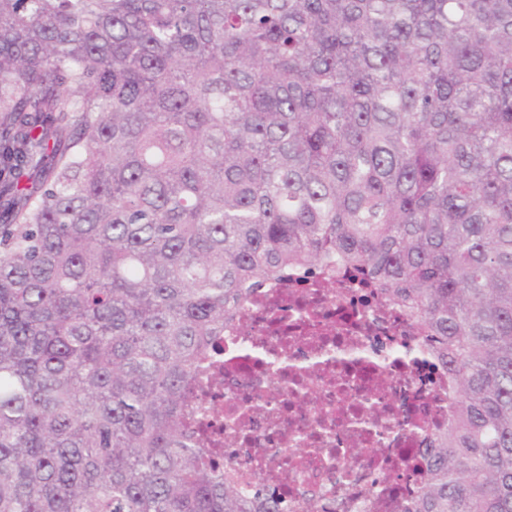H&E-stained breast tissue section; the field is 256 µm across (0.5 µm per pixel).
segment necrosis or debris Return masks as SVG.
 Here are the masks:
<instances>
[{
    "label": "necrosis or debris",
    "instance_id": "1",
    "mask_svg": "<svg viewBox=\"0 0 512 512\" xmlns=\"http://www.w3.org/2000/svg\"><path fill=\"white\" fill-rule=\"evenodd\" d=\"M352 283L284 281L224 324V376L196 406L209 437L233 447L224 476L242 490L275 484L288 512H405L428 430L448 424L447 367L405 357L409 318Z\"/></svg>",
    "mask_w": 512,
    "mask_h": 512
}]
</instances>
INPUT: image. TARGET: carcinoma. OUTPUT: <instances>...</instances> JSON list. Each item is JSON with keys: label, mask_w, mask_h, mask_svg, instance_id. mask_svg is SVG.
<instances>
[{"label": "carcinoma", "mask_w": 512, "mask_h": 512, "mask_svg": "<svg viewBox=\"0 0 512 512\" xmlns=\"http://www.w3.org/2000/svg\"><path fill=\"white\" fill-rule=\"evenodd\" d=\"M323 262L456 378L408 512H512V0H0V512H288L186 388Z\"/></svg>", "instance_id": "cac0c4a2"}]
</instances>
